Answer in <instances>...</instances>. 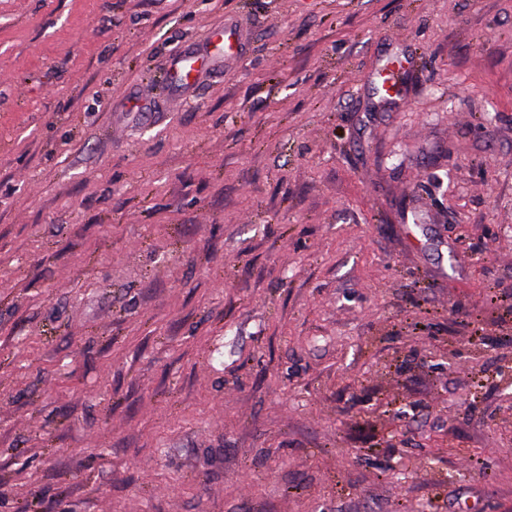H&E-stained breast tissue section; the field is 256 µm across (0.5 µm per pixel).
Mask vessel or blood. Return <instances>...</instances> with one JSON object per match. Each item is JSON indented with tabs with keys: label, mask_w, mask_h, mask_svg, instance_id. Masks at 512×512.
Masks as SVG:
<instances>
[{
	"label": "vessel or blood",
	"mask_w": 512,
	"mask_h": 512,
	"mask_svg": "<svg viewBox=\"0 0 512 512\" xmlns=\"http://www.w3.org/2000/svg\"><path fill=\"white\" fill-rule=\"evenodd\" d=\"M242 38V30L236 20L225 21L209 35V46L203 50L191 49L171 58L168 76L173 90H183L192 84L196 76L206 73L216 59L226 58Z\"/></svg>",
	"instance_id": "obj_1"
}]
</instances>
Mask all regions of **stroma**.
I'll list each match as a JSON object with an SVG mask.
<instances>
[{"label": "stroma", "mask_w": 512, "mask_h": 512, "mask_svg": "<svg viewBox=\"0 0 512 512\" xmlns=\"http://www.w3.org/2000/svg\"><path fill=\"white\" fill-rule=\"evenodd\" d=\"M497 288L512 0H0V512H512ZM242 38V30L236 20L224 21V26L214 29L209 35V48L184 50L171 58L168 76L172 91L184 90L192 84L196 75H202L215 67L214 58L233 55L234 48ZM212 47V49H211Z\"/></svg>", "instance_id": "1"}]
</instances>
